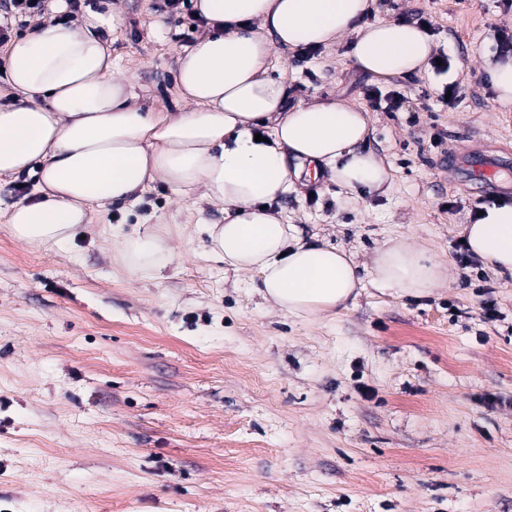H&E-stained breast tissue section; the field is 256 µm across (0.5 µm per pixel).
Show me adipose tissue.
I'll list each match as a JSON object with an SVG mask.
<instances>
[{
    "mask_svg": "<svg viewBox=\"0 0 512 512\" xmlns=\"http://www.w3.org/2000/svg\"><path fill=\"white\" fill-rule=\"evenodd\" d=\"M374 0H194L209 32L187 48L174 72L186 109L151 112L132 104L131 79L112 66L114 28L86 6L83 25L48 20L8 46L0 72L16 102L0 104V174L39 167V198L15 203L14 238L53 247L86 223L89 204L105 207L147 184L187 198L204 187L223 204L208 227V251L235 271L259 273L263 295L288 314L313 317L344 304L360 286L342 248L292 238L270 207L292 188L289 159L329 168L346 191L377 188L390 173L359 151L367 114L337 101L287 105V77L270 76L273 45L324 47L354 36L352 56L380 78L420 71L428 36L408 24L358 21ZM270 141H255L262 124ZM471 251L512 274V205L487 208L466 228ZM127 268L152 278L170 251L146 231L122 249ZM448 277L420 248L390 241L377 250L373 280L401 295H424Z\"/></svg>",
    "mask_w": 512,
    "mask_h": 512,
    "instance_id": "adipose-tissue-1",
    "label": "adipose tissue"
}]
</instances>
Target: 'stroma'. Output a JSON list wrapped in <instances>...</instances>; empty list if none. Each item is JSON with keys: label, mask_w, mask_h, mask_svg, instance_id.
Returning <instances> with one entry per match:
<instances>
[{"label": "stroma", "mask_w": 512, "mask_h": 512, "mask_svg": "<svg viewBox=\"0 0 512 512\" xmlns=\"http://www.w3.org/2000/svg\"><path fill=\"white\" fill-rule=\"evenodd\" d=\"M159 2L123 0L110 51L137 104L175 112L177 60L208 30L193 0L174 17ZM416 15L448 72L378 79L349 37L273 46L289 104L365 110L360 148L390 171L381 188L347 192L307 166L273 210L362 269L384 241L423 247L450 272L426 295L367 281L344 307L285 315L258 274L207 253L223 205L161 182L91 209L64 246L23 243L8 212L40 171L0 175V512H512V276L457 258L483 193L461 160L512 158V103L491 76L512 7L377 0L363 21ZM454 81L451 109L439 97ZM391 90L402 108L371 109L370 93ZM147 226L173 254L160 280L121 258Z\"/></svg>", "instance_id": "35a3bbf8"}]
</instances>
